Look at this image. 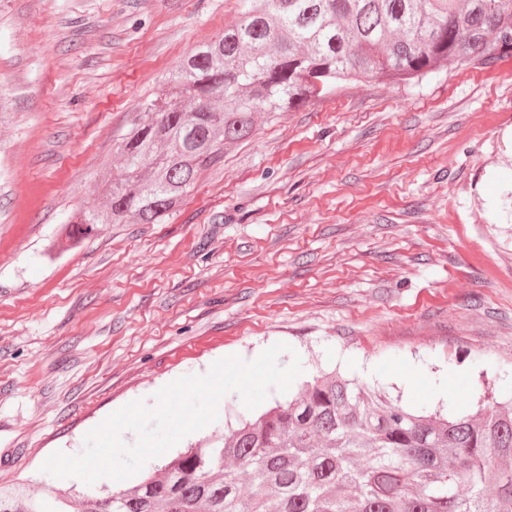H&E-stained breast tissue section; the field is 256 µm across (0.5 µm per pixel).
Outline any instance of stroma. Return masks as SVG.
<instances>
[{
  "label": "stroma",
  "instance_id": "stroma-1",
  "mask_svg": "<svg viewBox=\"0 0 512 512\" xmlns=\"http://www.w3.org/2000/svg\"><path fill=\"white\" fill-rule=\"evenodd\" d=\"M241 0H0V485L57 488L125 404L277 343L408 410L512 382V70L448 63L260 119L158 224L60 229Z\"/></svg>",
  "mask_w": 512,
  "mask_h": 512
}]
</instances>
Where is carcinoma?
Segmentation results:
<instances>
[{"mask_svg": "<svg viewBox=\"0 0 512 512\" xmlns=\"http://www.w3.org/2000/svg\"><path fill=\"white\" fill-rule=\"evenodd\" d=\"M512 49V0H254L200 45L120 145L123 175L71 224H157L262 114L368 79L407 83ZM237 462L226 471L219 463ZM467 484L470 493L460 496ZM512 512V394L417 415L334 374L105 495L0 486V512Z\"/></svg>", "mask_w": 512, "mask_h": 512, "instance_id": "obj_1", "label": "carcinoma"}]
</instances>
